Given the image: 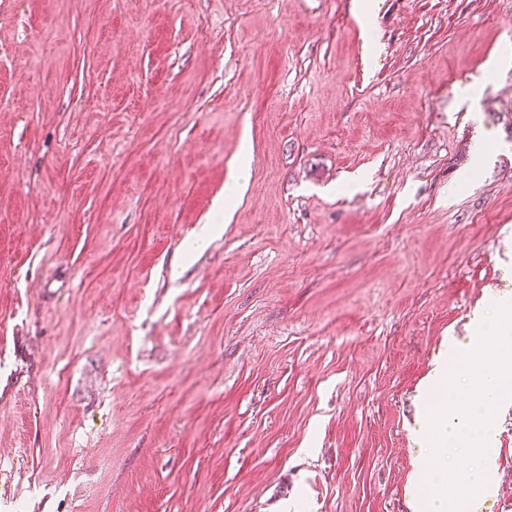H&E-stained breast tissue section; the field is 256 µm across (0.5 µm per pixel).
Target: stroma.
Listing matches in <instances>:
<instances>
[{
	"instance_id": "35a3bbf8",
	"label": "stroma",
	"mask_w": 512,
	"mask_h": 512,
	"mask_svg": "<svg viewBox=\"0 0 512 512\" xmlns=\"http://www.w3.org/2000/svg\"><path fill=\"white\" fill-rule=\"evenodd\" d=\"M352 2L0 0V512H419L512 298V0Z\"/></svg>"
}]
</instances>
